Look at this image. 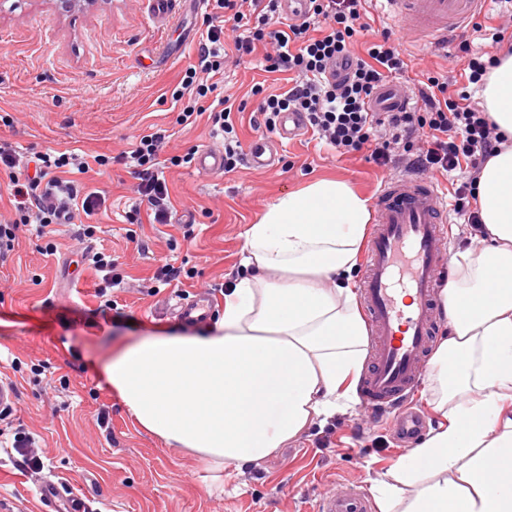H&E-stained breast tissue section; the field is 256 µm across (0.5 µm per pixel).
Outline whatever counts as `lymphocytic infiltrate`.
<instances>
[{"label": "lymphocytic infiltrate", "mask_w": 512, "mask_h": 512, "mask_svg": "<svg viewBox=\"0 0 512 512\" xmlns=\"http://www.w3.org/2000/svg\"><path fill=\"white\" fill-rule=\"evenodd\" d=\"M367 0H308L302 20L285 21L281 0H208L206 36L199 44L200 66L187 69L180 88L172 93L182 108L181 125L209 116L224 135V170L234 171L244 160V150L232 117L231 95L219 97V107L207 111L205 102L216 95V79L229 61H242L264 48L263 69L284 73L288 87L268 93L254 84L259 97L256 129L274 132L281 113H302L308 130L337 154L369 151L373 161L388 166L404 163L415 174L450 176L460 170L463 181L453 183L454 212L458 223L476 232L484 227L474 206L480 174L492 157L508 144L488 113L470 93L448 90V70L435 65L421 73L409 107L375 112L371 102L377 91L409 68L407 53L396 44L388 27L373 28ZM231 41H224L225 31ZM168 134L159 129L137 139L126 161L138 178L136 192L154 223H167L171 209L164 164L191 163L193 153L161 161ZM106 154L86 160L67 152L20 156L0 144V168L8 172L13 197L12 214L0 221V259L14 251L24 227L40 234L68 220L71 211L93 216L106 203L96 191H81L69 172L90 166L108 167Z\"/></svg>", "instance_id": "obj_1"}]
</instances>
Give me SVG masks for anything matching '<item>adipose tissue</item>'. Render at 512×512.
I'll list each match as a JSON object with an SVG mask.
<instances>
[{
  "instance_id": "ef3b65f1",
  "label": "adipose tissue",
  "mask_w": 512,
  "mask_h": 512,
  "mask_svg": "<svg viewBox=\"0 0 512 512\" xmlns=\"http://www.w3.org/2000/svg\"><path fill=\"white\" fill-rule=\"evenodd\" d=\"M512 142V55L476 92ZM478 208L489 242L454 255L443 290L452 331L432 358L443 395L478 389L380 483L381 512L398 484L457 470L424 486L405 512H512V145L485 165ZM370 212L343 180L286 193L248 225V275L224 291L206 332L146 336L104 358L100 372L137 424L216 467L273 453L349 397L367 327L351 272Z\"/></svg>"
}]
</instances>
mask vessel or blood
I'll return each instance as SVG.
<instances>
[{
  "label": "vessel or blood",
  "instance_id": "obj_1",
  "mask_svg": "<svg viewBox=\"0 0 512 512\" xmlns=\"http://www.w3.org/2000/svg\"><path fill=\"white\" fill-rule=\"evenodd\" d=\"M387 17L420 38L440 42L451 30L474 21L488 0H381ZM393 85L382 87L377 112L409 103ZM247 163L267 170L278 162L267 138H254ZM375 219L368 237L361 281V306L369 325L368 370L359 398L374 418L392 416L403 442H413L422 419L409 405L439 329L437 296L448 278V198L436 182L402 175L386 179L373 198ZM315 512H372L366 489L322 498Z\"/></svg>",
  "mask_w": 512,
  "mask_h": 512
}]
</instances>
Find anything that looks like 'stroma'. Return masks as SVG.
<instances>
[{
    "label": "stroma",
    "instance_id": "stroma-1",
    "mask_svg": "<svg viewBox=\"0 0 512 512\" xmlns=\"http://www.w3.org/2000/svg\"><path fill=\"white\" fill-rule=\"evenodd\" d=\"M203 17L193 0H181L162 21L150 15L147 0H86L69 13L58 12L53 0H0V113L14 118L0 125V139L21 153L118 156L131 152L140 134L163 129L170 134L164 157L221 149L211 121L178 125L170 99L198 63ZM391 29L412 56L411 69L395 81L401 91H413L421 70L440 55L450 57L449 75L465 68L457 46L470 30L442 45L396 23ZM261 80L273 91L287 87L286 80L267 79L256 60L228 62L219 84L245 104L235 116L245 144L257 135L251 119L258 100L250 88ZM389 174L368 151L339 156L304 135L285 143L269 171L166 168V224L153 223L138 206L132 167L93 166L78 175L82 186L106 195V210L75 215L45 239L23 232L0 260V380L14 384L17 422L44 462L26 470L15 451L0 450V512H43L37 487L45 480L87 512H313L318 498L341 496L355 484L371 492L391 481L411 451L395 442L391 420L366 419L357 397L337 401L330 416L275 452L217 471L140 429L99 375L100 360L128 342L202 333L207 321L185 322L173 304L206 299L212 311L221 310L220 284L246 272L247 226L279 196L338 178L369 198ZM87 223L96 225L97 247L117 257L124 277L108 318L95 313L100 275L78 252ZM49 244L54 254L45 253ZM163 257L185 263L195 277L155 286Z\"/></svg>",
    "mask_w": 512,
    "mask_h": 512
}]
</instances>
